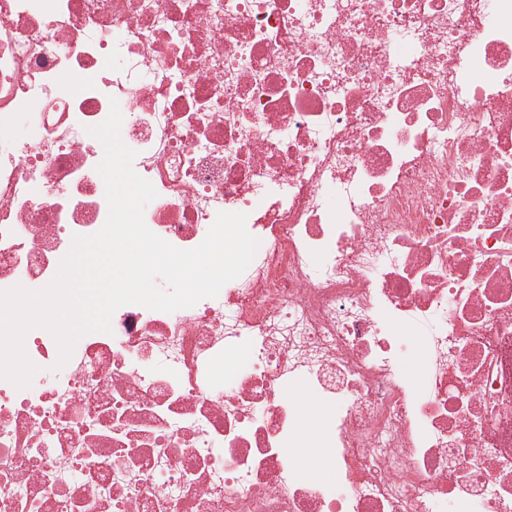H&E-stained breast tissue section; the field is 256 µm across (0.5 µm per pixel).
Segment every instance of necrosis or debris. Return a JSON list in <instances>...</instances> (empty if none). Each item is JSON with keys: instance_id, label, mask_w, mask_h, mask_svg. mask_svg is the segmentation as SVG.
Wrapping results in <instances>:
<instances>
[{"instance_id": "1", "label": "necrosis or debris", "mask_w": 512, "mask_h": 512, "mask_svg": "<svg viewBox=\"0 0 512 512\" xmlns=\"http://www.w3.org/2000/svg\"><path fill=\"white\" fill-rule=\"evenodd\" d=\"M114 101L150 231L260 245L64 366L27 334L0 512H512V0H0V290L104 225ZM288 382L337 408L335 482Z\"/></svg>"}]
</instances>
